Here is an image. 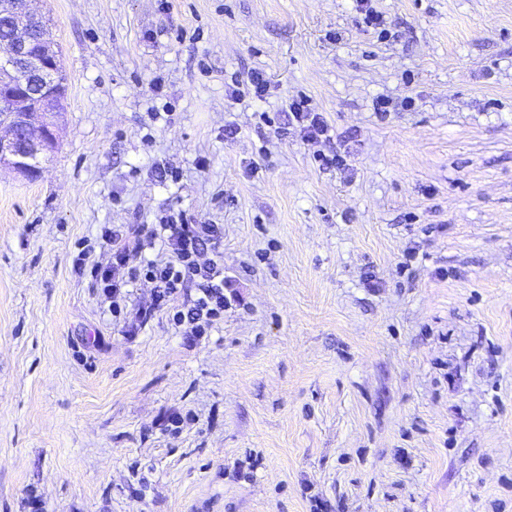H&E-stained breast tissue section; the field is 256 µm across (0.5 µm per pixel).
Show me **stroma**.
I'll list each match as a JSON object with an SVG mask.
<instances>
[{
	"mask_svg": "<svg viewBox=\"0 0 512 512\" xmlns=\"http://www.w3.org/2000/svg\"><path fill=\"white\" fill-rule=\"evenodd\" d=\"M37 7L69 90L0 170V512H512V0ZM169 211L222 228L203 336L78 261ZM307 102L305 98L300 97L293 99L288 104V107L282 112L287 122L284 123V126L296 122L301 127L303 137L307 141L317 142L320 140L330 143L333 139L332 130L319 113L311 111Z\"/></svg>",
	"mask_w": 512,
	"mask_h": 512,
	"instance_id": "1",
	"label": "stroma"
}]
</instances>
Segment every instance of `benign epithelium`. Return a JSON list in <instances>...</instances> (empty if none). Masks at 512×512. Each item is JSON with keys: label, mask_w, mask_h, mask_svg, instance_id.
<instances>
[{"label": "benign epithelium", "mask_w": 512, "mask_h": 512, "mask_svg": "<svg viewBox=\"0 0 512 512\" xmlns=\"http://www.w3.org/2000/svg\"><path fill=\"white\" fill-rule=\"evenodd\" d=\"M33 0H14L7 12L19 37L9 40L0 52V101L20 114V123L0 126V166L30 178L32 160L50 144L56 143L54 125L45 120L55 111L59 90L55 81L58 59L31 54V39L24 32H32L43 24L42 13L32 10Z\"/></svg>", "instance_id": "7a95c632"}]
</instances>
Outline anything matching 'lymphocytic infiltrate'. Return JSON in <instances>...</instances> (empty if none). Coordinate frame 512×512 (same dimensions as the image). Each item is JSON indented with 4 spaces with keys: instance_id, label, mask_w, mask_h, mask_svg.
I'll return each mask as SVG.
<instances>
[{
    "instance_id": "lymphocytic-infiltrate-1",
    "label": "lymphocytic infiltrate",
    "mask_w": 512,
    "mask_h": 512,
    "mask_svg": "<svg viewBox=\"0 0 512 512\" xmlns=\"http://www.w3.org/2000/svg\"><path fill=\"white\" fill-rule=\"evenodd\" d=\"M123 237L122 230L108 228L101 235L99 254L94 258L90 273L96 288L112 312H120L121 290L128 281L151 284L157 301L194 287L186 308H174L175 325H188L191 333L203 336L214 321L224 316V267L215 260L220 249V228L215 224H191L172 215L159 217L145 235L147 245L163 242L169 258L149 259L131 269L127 278L117 271L125 263L124 253L114 245Z\"/></svg>"
}]
</instances>
